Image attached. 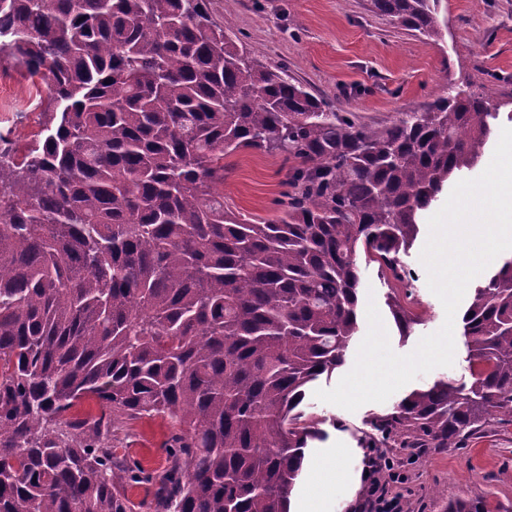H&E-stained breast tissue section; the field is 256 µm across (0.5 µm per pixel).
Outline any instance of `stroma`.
I'll return each instance as SVG.
<instances>
[{"instance_id": "35a3bbf8", "label": "stroma", "mask_w": 512, "mask_h": 512, "mask_svg": "<svg viewBox=\"0 0 512 512\" xmlns=\"http://www.w3.org/2000/svg\"><path fill=\"white\" fill-rule=\"evenodd\" d=\"M440 19L444 39L433 43L372 11L370 0H210L215 22H231L242 32L251 54L262 63L287 64L288 77L326 99L337 111L353 113L373 128L396 120L400 113L422 110L449 88L468 82L485 87L499 101H512V0H445ZM46 87L9 59H0V113L30 112L31 122L13 127L21 146L38 138L46 108ZM224 200L234 210L260 220L270 217L284 196L286 167L281 157L242 151L227 160ZM428 227H421L402 263L414 276L411 287L395 281L378 263L359 257L360 306L375 302L392 350L411 353L419 340L438 331L443 306L427 285L420 253ZM415 302L418 316L408 335H400L386 305L388 296ZM455 357L400 388L391 399L348 411L307 394L306 415L318 423L320 435L310 441L297 487H311L316 453L340 448V471L362 472L363 434L373 419L391 412L408 391L437 380H471L463 322H454ZM174 432L168 419L145 416L112 432L118 462L138 464L161 474L171 462L168 448ZM396 466L409 476L402 493L412 512H445L449 499H483L490 512H512V422L493 420L457 448H435L420 454L394 449Z\"/></svg>"}]
</instances>
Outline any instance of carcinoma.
<instances>
[{
	"instance_id": "cac0c4a2",
	"label": "carcinoma",
	"mask_w": 512,
	"mask_h": 512,
	"mask_svg": "<svg viewBox=\"0 0 512 512\" xmlns=\"http://www.w3.org/2000/svg\"><path fill=\"white\" fill-rule=\"evenodd\" d=\"M442 0H371L443 40ZM210 0H0V53L48 87L0 165V512H133L112 426L178 427L155 512H289L312 383L358 332L359 254L394 279L423 211L474 169L500 104L472 85L369 128L250 56ZM277 154L288 201L224 203V158ZM400 335L417 315L392 296ZM470 384L415 389L366 435L426 453L512 417V257L463 315ZM86 398L99 417L69 421ZM446 512H488L482 500ZM44 121V117L42 114H35L33 121L30 123H24L22 126L12 127V122L5 121L2 123L1 128L2 131L6 132L10 127L13 136L18 139L21 148L24 150L27 146L32 144V142L39 138L41 135L40 132L42 130L41 123ZM45 122V121H44ZM0 128V164L3 162L19 160L22 156V153H19L17 147L15 146L13 138L7 133L3 134Z\"/></svg>"
}]
</instances>
